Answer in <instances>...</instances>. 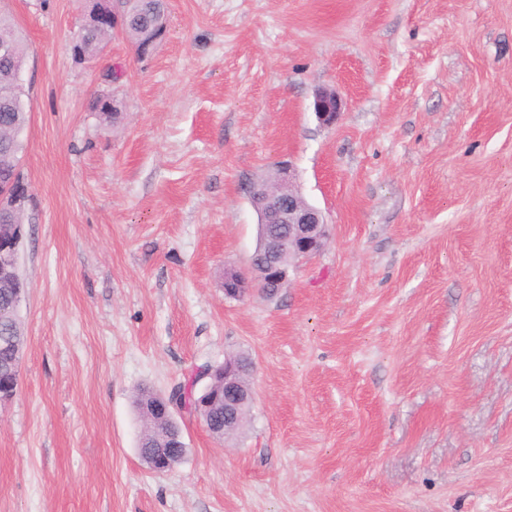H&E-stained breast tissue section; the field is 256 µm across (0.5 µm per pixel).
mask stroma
Returning a JSON list of instances; mask_svg holds the SVG:
<instances>
[{
  "label": "stroma",
  "instance_id": "obj_1",
  "mask_svg": "<svg viewBox=\"0 0 512 512\" xmlns=\"http://www.w3.org/2000/svg\"><path fill=\"white\" fill-rule=\"evenodd\" d=\"M166 4L151 55L116 34L88 68L84 0H0L31 194L0 512H512V0ZM283 160L327 243L277 296L225 297ZM232 353L244 430L183 416L186 458L149 471L135 391ZM4 37L7 39H3L0 41V55L7 57L12 53V45L13 44V61L27 57V46L25 40L13 21V19L8 16L0 15V39ZM10 40V41H9ZM342 108L341 98L327 90L319 91L313 102L316 117L325 125H332L340 115Z\"/></svg>",
  "mask_w": 512,
  "mask_h": 512
}]
</instances>
